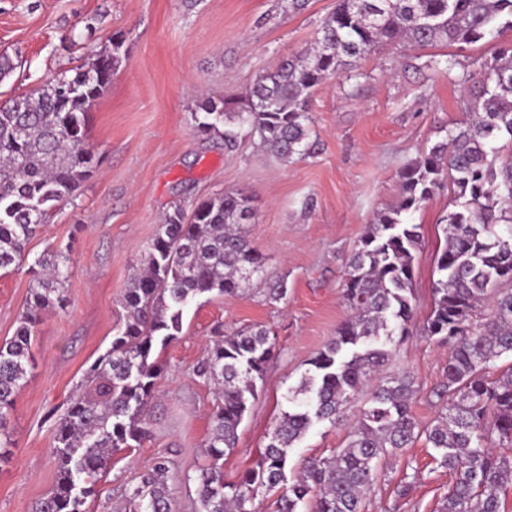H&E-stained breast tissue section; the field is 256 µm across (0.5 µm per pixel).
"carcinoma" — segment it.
<instances>
[{"label":"carcinoma","mask_w":512,"mask_h":512,"mask_svg":"<svg viewBox=\"0 0 512 512\" xmlns=\"http://www.w3.org/2000/svg\"><path fill=\"white\" fill-rule=\"evenodd\" d=\"M505 26L512 28V0H336L311 46L260 74L243 105L201 99L195 129L226 145L256 137L289 163L315 151L310 102L316 88L334 77H354L378 46L490 42ZM121 47L114 41L73 74L0 104V271L25 260L29 239L52 211L76 199L90 175L88 105L120 67ZM459 81L468 118L400 171L399 206L375 216L349 259L343 288L349 315L288 388V408L260 459L235 482L224 480V457L236 449L275 341L264 327L215 331L194 369L220 393L204 445L207 463L196 477L198 512H257V488L277 494L273 512H298L306 501L311 512H363L380 461L422 436L436 452L435 463L452 477L439 512H503L500 492L512 483V365L502 369L497 362L512 355V47L482 61L478 76L464 71ZM505 151L510 156L504 159ZM446 181L456 209L444 219L432 308L422 328V335L448 344L445 382L437 393L445 404L423 427L411 411L418 393L413 378L384 370L392 357L388 344L410 335L414 316L421 225L405 222L402 214ZM254 215L251 197L232 192L180 202L164 215L124 290V321L111 347L90 366L81 393L56 421V482L34 512H85V498L112 453L150 439L147 410L162 373L154 353L181 332L184 309L203 294H235L265 280L262 257L244 230ZM28 273L26 311L14 335L0 343V435L27 382L39 314L63 307L68 249L49 248ZM359 398L363 406L345 446L307 460L288 480L292 448L317 425L339 421ZM172 465L169 456H158L139 485L123 490V512H173Z\"/></svg>","instance_id":"carcinoma-1"}]
</instances>
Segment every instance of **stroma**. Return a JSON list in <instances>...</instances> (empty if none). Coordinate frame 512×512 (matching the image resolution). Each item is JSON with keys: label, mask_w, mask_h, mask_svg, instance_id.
I'll return each mask as SVG.
<instances>
[{"label": "stroma", "mask_w": 512, "mask_h": 512, "mask_svg": "<svg viewBox=\"0 0 512 512\" xmlns=\"http://www.w3.org/2000/svg\"><path fill=\"white\" fill-rule=\"evenodd\" d=\"M333 6L334 0H308L304 10L288 14L278 0H0V53L21 63L0 83V101L55 80L114 38L123 41L122 63L89 113L86 142L97 166L75 201L56 210L26 246L33 258L52 244L68 247L73 268L64 308L36 326L33 367L0 437V512H32L52 490L55 422L110 347L123 321L121 296L163 213L222 191L252 197L256 216L247 237L263 257L267 280L286 279L287 298L271 303L254 287L190 303L180 334L155 351L164 374L151 404L150 440L113 455L85 508L109 512L165 452L175 461L169 485L177 512H196L195 478L218 395L194 368L218 328L263 325L275 334L259 394L235 452L224 459L225 480H237L258 460L286 408L287 387L347 316L348 261L375 215L397 206L401 169L461 119L462 71L512 46V29L505 28L493 43L379 47L361 61L357 78L328 80L314 94L313 157L285 164L250 139L228 148L198 136L192 118L198 94L244 95L259 73L304 51ZM455 208L444 188L405 217L422 233L415 317L411 336L392 343L386 372L414 376L419 391L411 409L423 425L441 411L436 393L448 348L420 331L444 244L440 221ZM30 288L26 271L0 274V342L13 336ZM358 414L350 406L342 420L310 431L293 448L289 470L343 447ZM450 482L431 448L417 441L382 461L364 512H437Z\"/></svg>", "instance_id": "1"}]
</instances>
